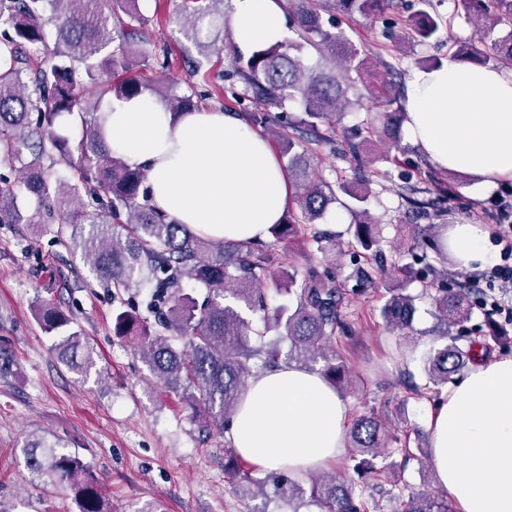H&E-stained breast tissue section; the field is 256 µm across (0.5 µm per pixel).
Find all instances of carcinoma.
Segmentation results:
<instances>
[{"label": "carcinoma", "mask_w": 512, "mask_h": 512, "mask_svg": "<svg viewBox=\"0 0 512 512\" xmlns=\"http://www.w3.org/2000/svg\"><path fill=\"white\" fill-rule=\"evenodd\" d=\"M393 0H320L312 6L305 0L292 15L288 33L279 43L249 56L237 72L242 90L230 87L239 99L246 120L298 133L282 136L280 160L295 189V208L287 210L284 222L272 225L270 234L284 239L299 227L321 217L340 191L349 199L348 209L359 220L354 224L348 247L359 257L382 263V237L377 225L366 219L372 191L369 179L342 183L338 188L316 182L311 172L316 156L308 144H327L325 130L336 116L346 89L340 72L360 69L364 60L345 31L336 28L333 13L365 18L381 16ZM135 0H0V26L9 33L0 39V162L9 167L21 156L32 158L18 183L38 200L37 210L23 214L15 185L0 176V224H50L56 213L69 217L77 228L89 225L87 235L74 240L103 288L126 291L153 286L148 307L153 318L136 308L118 309L112 316L113 334L131 340L134 351L153 378L178 393L185 406L201 418L207 430L226 432L245 393L251 375L250 361L265 355V366L279 365L277 348L250 345L274 329L288 341V359L319 367L336 390L351 385V375L336 351V331L346 330L339 308L343 303L336 288V243L314 235L317 250L333 257L321 266H311L302 280L293 268H273V257L261 243H227L192 234L149 204L144 184L146 173L112 154L106 144L97 112L104 100L129 99L155 94L137 76L142 61L132 48L134 24L142 18L133 8ZM476 18L480 39L491 41L492 52L479 64L504 66L512 63V0H463ZM418 9L408 20L407 33L421 43L439 37L445 24L431 10V0H418ZM209 10L195 9L177 21L179 29L196 41L205 31ZM55 30L54 45L46 42V27ZM314 51L330 58L328 71L308 70L302 56ZM83 69L86 87L94 101L85 104V131L71 140L60 132V117L71 115L78 105L72 75ZM297 106L300 116L284 112ZM404 113L383 115L380 138L395 137ZM59 165L67 166L72 180L51 179ZM105 224H118L122 232H109ZM272 280L279 295L288 299L272 307L266 303L263 285ZM205 291L198 300L196 291ZM474 292L443 285L431 296L437 321L448 326L467 320ZM421 294L409 291L408 280L389 278L381 315L387 326L402 333L412 328ZM263 312L261 324L244 317L239 308ZM35 317L46 333L57 332L69 320L56 307L41 303ZM86 342L71 332L57 344L58 358L82 374L95 361L86 355L78 361ZM473 350L455 343L430 349L423 358V371L434 387L448 383L457 372L474 362ZM384 423L375 413L355 419L348 431L350 460L362 483L334 476L314 478L309 489L292 477L275 472L268 476L274 495L293 502L310 493L322 512H376L377 503L365 493L367 485L392 472L385 463ZM25 467L47 487L72 495L76 512H105L99 478L77 455L60 443L43 437L28 439L22 449ZM225 471L235 489L245 491L255 483L252 470L240 465L234 448L226 449ZM398 512H451L448 494L423 489L402 502Z\"/></svg>", "instance_id": "cac0c4a2"}]
</instances>
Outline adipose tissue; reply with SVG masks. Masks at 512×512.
I'll return each instance as SVG.
<instances>
[{
  "label": "adipose tissue",
  "mask_w": 512,
  "mask_h": 512,
  "mask_svg": "<svg viewBox=\"0 0 512 512\" xmlns=\"http://www.w3.org/2000/svg\"><path fill=\"white\" fill-rule=\"evenodd\" d=\"M238 49L280 40L278 0H230ZM411 141L439 170L491 188L512 179V74L455 59L412 72ZM99 118L113 152L148 174L151 207L214 240L267 238L288 205V179L266 138L232 114L172 112L142 94ZM445 250L458 267L489 263L483 225L449 224ZM348 407L321 374L294 363L253 376L227 433L238 454L295 477L326 469L345 448ZM432 461L456 512H512V358L479 361L448 387L431 420Z\"/></svg>",
  "instance_id": "1"
}]
</instances>
